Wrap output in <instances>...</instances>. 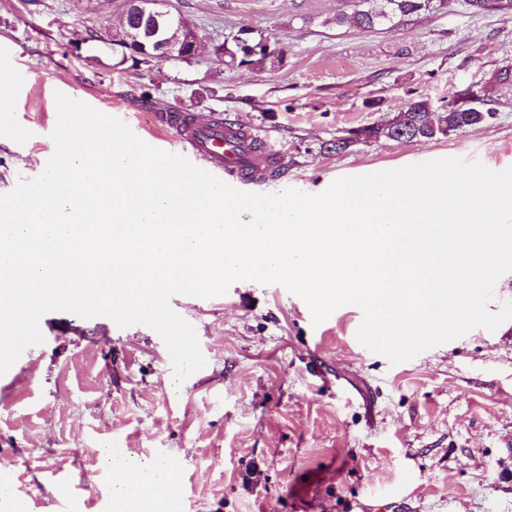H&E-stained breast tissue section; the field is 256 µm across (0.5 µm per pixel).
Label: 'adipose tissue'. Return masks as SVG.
I'll use <instances>...</instances> for the list:
<instances>
[{"instance_id": "1", "label": "adipose tissue", "mask_w": 512, "mask_h": 512, "mask_svg": "<svg viewBox=\"0 0 512 512\" xmlns=\"http://www.w3.org/2000/svg\"><path fill=\"white\" fill-rule=\"evenodd\" d=\"M103 459L112 470V488L126 512H151L157 500L172 498L175 466L171 461L145 464L114 457L109 451Z\"/></svg>"}]
</instances>
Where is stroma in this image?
<instances>
[{
	"label": "stroma",
	"mask_w": 512,
	"mask_h": 512,
	"mask_svg": "<svg viewBox=\"0 0 512 512\" xmlns=\"http://www.w3.org/2000/svg\"><path fill=\"white\" fill-rule=\"evenodd\" d=\"M355 0H168L216 44L241 29L263 39V64L213 55L126 62L89 31L119 20L124 0H0V80L13 112L0 124V194L54 153L56 94L154 141V115L222 113L282 153V175L254 193L323 192L337 172L393 170L427 155L512 166V83L487 100L492 124L430 141L359 142L409 100L450 98L512 70V20L467 0L395 26L363 30L336 17ZM150 103H143L142 93ZM203 368L176 382L148 326L45 313L41 344L0 375V467L30 512H113L99 451L174 459L171 512H512V321L482 327L394 364L363 346L354 305L313 324L279 284L234 282L220 296L175 295Z\"/></svg>",
	"instance_id": "stroma-1"
}]
</instances>
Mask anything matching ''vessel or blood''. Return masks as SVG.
I'll use <instances>...</instances> for the list:
<instances>
[{"label": "vessel or blood", "mask_w": 512, "mask_h": 512, "mask_svg": "<svg viewBox=\"0 0 512 512\" xmlns=\"http://www.w3.org/2000/svg\"><path fill=\"white\" fill-rule=\"evenodd\" d=\"M154 119L169 132L176 154L194 159L227 184L265 181L279 167V154L271 145L261 143L251 128L225 123L223 115L202 121L189 112H158Z\"/></svg>", "instance_id": "obj_1"}]
</instances>
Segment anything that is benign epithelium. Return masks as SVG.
<instances>
[{
	"instance_id": "obj_1",
	"label": "benign epithelium",
	"mask_w": 512,
	"mask_h": 512,
	"mask_svg": "<svg viewBox=\"0 0 512 512\" xmlns=\"http://www.w3.org/2000/svg\"><path fill=\"white\" fill-rule=\"evenodd\" d=\"M100 41L121 49L124 61L130 57L148 62L224 56V46L207 41L186 19L172 13L167 0H125L120 23L109 25Z\"/></svg>"
}]
</instances>
